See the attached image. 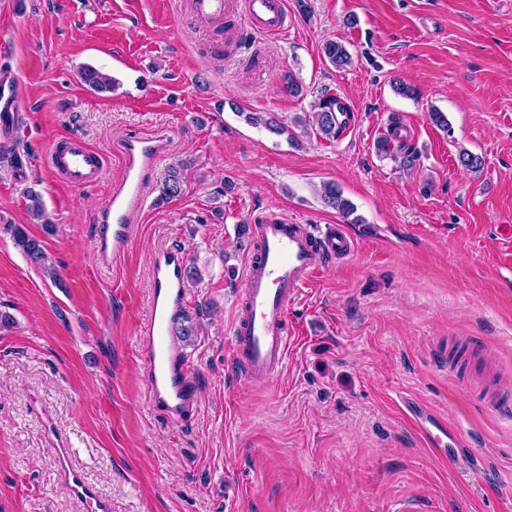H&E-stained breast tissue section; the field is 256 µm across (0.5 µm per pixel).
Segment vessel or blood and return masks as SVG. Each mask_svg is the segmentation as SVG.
Listing matches in <instances>:
<instances>
[{
    "instance_id": "1",
    "label": "vessel or blood",
    "mask_w": 512,
    "mask_h": 512,
    "mask_svg": "<svg viewBox=\"0 0 512 512\" xmlns=\"http://www.w3.org/2000/svg\"><path fill=\"white\" fill-rule=\"evenodd\" d=\"M196 16L214 23L224 20L226 0H192ZM243 29L264 36L288 33L287 0H243ZM122 176L101 212L97 254L102 266L128 254L133 241L132 218L147 201L154 169L169 151L160 134H133L115 147ZM49 165L73 187L98 180L105 171L102 155L80 138L52 143ZM257 250L242 279L244 307L230 330L228 360L246 384L260 385L276 377L288 357V309L297 294L338 258L354 251L342 225H328L313 236L300 225L274 216L255 225ZM183 250L167 248L155 259L150 314L139 329L150 379L149 399L170 418L183 419L196 403V391L184 372L186 355L171 336V323L186 305Z\"/></svg>"
}]
</instances>
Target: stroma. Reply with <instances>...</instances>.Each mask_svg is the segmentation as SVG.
<instances>
[{
    "label": "stroma",
    "mask_w": 512,
    "mask_h": 512,
    "mask_svg": "<svg viewBox=\"0 0 512 512\" xmlns=\"http://www.w3.org/2000/svg\"><path fill=\"white\" fill-rule=\"evenodd\" d=\"M185 2L0 0V90L23 93L0 145L25 155L0 170V218L42 240L58 273L0 236V311L16 320L0 331V512H97L66 484L62 443L111 512H512V416L488 407L512 399V0H308L307 16L287 0V36L245 31L219 53ZM328 40L351 66L324 57ZM85 65L112 92L87 88ZM288 74L300 96L284 92ZM329 95L351 105V128L291 144L295 117ZM395 116L419 155L408 171L377 149ZM156 132L170 141L159 171L194 166L103 268L113 146ZM71 136L103 155L101 180L75 188L48 167V146ZM463 149L480 173L458 165ZM224 180L233 190L214 198ZM327 182L353 215L323 204ZM30 188L53 233L30 218ZM271 212L343 225L355 248L302 289L285 367L251 387L225 354L252 248L236 226ZM164 245L196 270L182 343L197 406L179 422L149 402L137 335ZM414 403L456 431L446 459L409 423ZM81 80L96 93H110L115 87V80L111 75L90 66L82 70Z\"/></svg>",
    "instance_id": "stroma-1"
}]
</instances>
